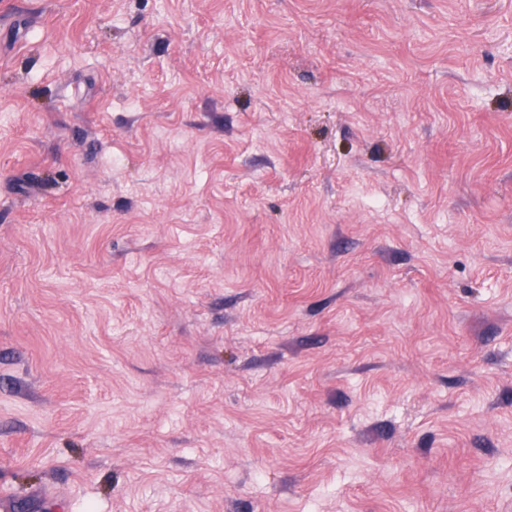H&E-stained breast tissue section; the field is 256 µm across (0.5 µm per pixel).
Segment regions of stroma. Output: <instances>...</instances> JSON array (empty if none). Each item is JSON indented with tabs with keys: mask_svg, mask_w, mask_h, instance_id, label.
<instances>
[{
	"mask_svg": "<svg viewBox=\"0 0 512 512\" xmlns=\"http://www.w3.org/2000/svg\"><path fill=\"white\" fill-rule=\"evenodd\" d=\"M14 512H512V0H0Z\"/></svg>",
	"mask_w": 512,
	"mask_h": 512,
	"instance_id": "1",
	"label": "stroma"
}]
</instances>
